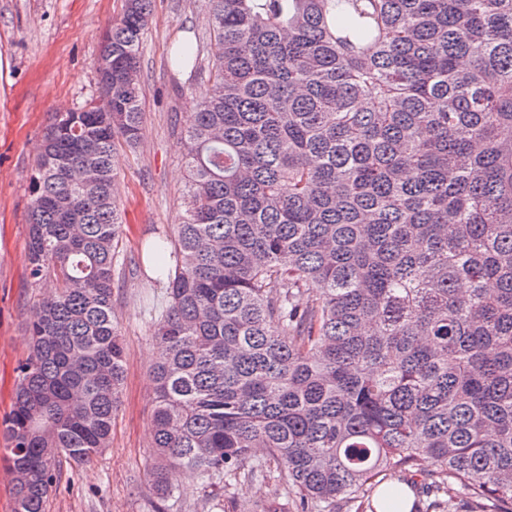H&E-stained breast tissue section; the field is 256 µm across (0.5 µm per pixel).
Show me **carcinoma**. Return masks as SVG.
<instances>
[{"label": "carcinoma", "mask_w": 512, "mask_h": 512, "mask_svg": "<svg viewBox=\"0 0 512 512\" xmlns=\"http://www.w3.org/2000/svg\"><path fill=\"white\" fill-rule=\"evenodd\" d=\"M152 0H125L100 101L53 117L29 182L31 347L0 419L12 512L109 446L124 348L116 150L139 140ZM185 216L145 244L152 489L276 478L296 512L512 506V0H207Z\"/></svg>", "instance_id": "carcinoma-1"}]
</instances>
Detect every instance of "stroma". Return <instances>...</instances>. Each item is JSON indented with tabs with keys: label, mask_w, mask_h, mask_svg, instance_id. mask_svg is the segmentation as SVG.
<instances>
[{
	"label": "stroma",
	"mask_w": 512,
	"mask_h": 512,
	"mask_svg": "<svg viewBox=\"0 0 512 512\" xmlns=\"http://www.w3.org/2000/svg\"><path fill=\"white\" fill-rule=\"evenodd\" d=\"M124 0H0V416L8 413L15 369L29 353L25 325L40 297L28 280L26 237L29 175L52 116L98 95L95 62L107 27ZM205 0H153L141 56L143 123L135 148L118 150L125 257L143 259L144 244L171 231L183 215L187 169L180 137L195 110L187 86L204 90L194 72L172 71L170 51L189 37L208 38ZM142 273L116 282L113 308L125 344V377L108 448L87 464L61 461L45 512H158L151 491L150 369L155 338L138 299ZM277 479H240L210 486L180 482L172 512H250L257 501L280 500Z\"/></svg>",
	"instance_id": "1"
}]
</instances>
